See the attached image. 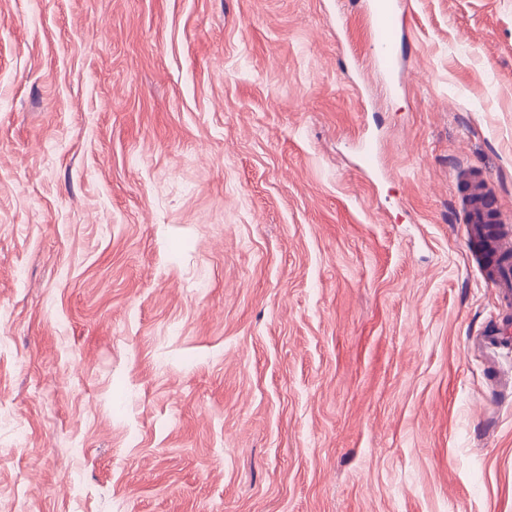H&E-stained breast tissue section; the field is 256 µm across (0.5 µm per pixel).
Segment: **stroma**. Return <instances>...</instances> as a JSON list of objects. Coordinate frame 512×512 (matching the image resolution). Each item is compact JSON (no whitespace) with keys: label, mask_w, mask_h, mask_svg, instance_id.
I'll list each match as a JSON object with an SVG mask.
<instances>
[{"label":"stroma","mask_w":512,"mask_h":512,"mask_svg":"<svg viewBox=\"0 0 512 512\" xmlns=\"http://www.w3.org/2000/svg\"><path fill=\"white\" fill-rule=\"evenodd\" d=\"M362 11L0 0V512H512V0ZM365 12L372 32V64L389 78L392 90L401 87L393 77L401 66V47L394 37V24L404 4L398 0H366ZM459 178L465 184L461 204L466 212V224H469L466 233L487 266L482 246L483 230L481 225L495 221L496 217L491 214V207L488 206V196L484 191V178L481 174H475L472 168L460 170ZM493 286L497 288L500 307L498 320L478 336L475 344L487 353L510 343L512 338V269L504 266L492 274Z\"/></svg>","instance_id":"1"}]
</instances>
